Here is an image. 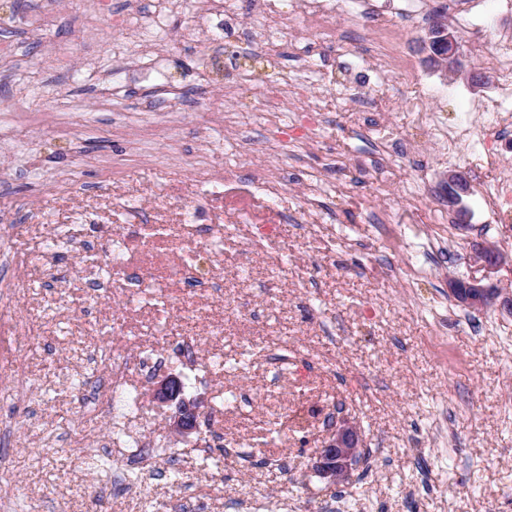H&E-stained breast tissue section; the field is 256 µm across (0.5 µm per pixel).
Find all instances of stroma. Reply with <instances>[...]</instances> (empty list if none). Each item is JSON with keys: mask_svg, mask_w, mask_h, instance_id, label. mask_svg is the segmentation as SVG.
<instances>
[{"mask_svg": "<svg viewBox=\"0 0 512 512\" xmlns=\"http://www.w3.org/2000/svg\"><path fill=\"white\" fill-rule=\"evenodd\" d=\"M203 2L159 21L152 0H140L143 24L133 37L119 23L129 0H111L112 16L99 30L102 52L82 36L83 0H52L58 21L40 41L27 38L26 25L41 0H0V45L15 51L0 59V236L23 253L36 252L43 236L58 240L50 275H32L10 306L30 323L29 337L0 347V421L16 435L0 462L8 512H169L178 500L227 512L253 494L287 499L288 512H325L341 495L350 512H512V314L473 312L448 295L449 279L484 275L512 295V265L488 272L480 257L492 244L512 258V222L488 220L483 210L494 173L482 170L481 147L449 155L402 94L406 83H421L441 127L451 126L462 103L493 96V87L471 82L492 71L490 58L470 57L466 77L431 70L420 41L442 0H421L417 17L404 14V0H365L370 12L393 17L411 67L387 75L389 111L357 117L348 97L365 77L341 51L328 46L311 56L312 34L271 26L265 50L225 63L223 45L183 38ZM160 41L179 48L170 56L146 51ZM52 42L72 45L68 69L56 67ZM282 78L302 95L325 98L316 128L324 150L308 152L298 139L299 113H283L280 131L265 126L260 92ZM232 80L239 89L228 101L224 84ZM154 83L188 100L203 87L207 99L168 112L144 96ZM218 108L235 110L238 124L213 123ZM385 145L405 154L404 166L382 168ZM190 155L197 167L186 165ZM263 167L287 170L279 198L255 183ZM204 169H228L235 179L208 184ZM451 169L470 177L463 202L471 218L462 229L440 186ZM59 176L68 189H58ZM312 183L321 205L308 217L315 231L307 236L293 217ZM188 206L197 223L229 229L221 255L202 264L223 278V298L172 276L187 249L179 227ZM373 209L394 210L395 223H368ZM146 219L162 235L145 231ZM260 225L274 237L258 248L252 238ZM99 228L114 231L137 273L167 281V291L116 288L89 304L81 271L93 258L75 239ZM55 279L68 282L65 293H50ZM251 304L265 307L262 322L245 316ZM216 325L222 335H212ZM190 335L198 347L192 366L173 352ZM278 347L288 359L274 375L266 353ZM96 348L134 363L164 355V374L179 376L186 398L202 402L201 421L255 459L285 457L287 468L249 469L203 451V431L173 434L172 407L153 401L155 378L136 370L128 382L140 391L137 412L123 416L117 403L84 415L79 373ZM311 358L323 370L309 371ZM19 372L37 391L6 403L3 393ZM380 378L388 388L372 395ZM340 402L372 454L333 486L315 462L329 438L324 414ZM122 431L154 440L179 463V481L159 468L131 469L123 481L89 472L73 441L104 447Z\"/></svg>", "mask_w": 512, "mask_h": 512, "instance_id": "stroma-1", "label": "stroma"}]
</instances>
